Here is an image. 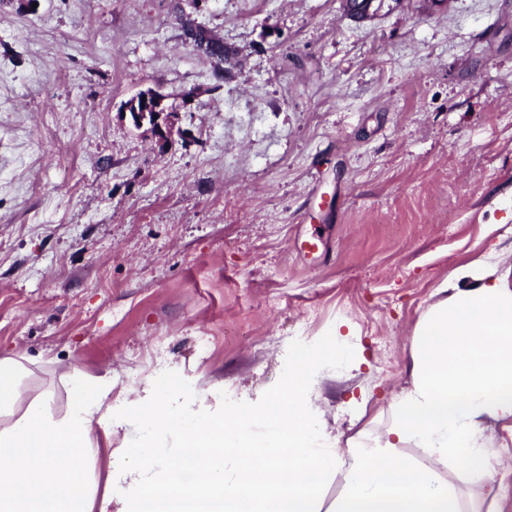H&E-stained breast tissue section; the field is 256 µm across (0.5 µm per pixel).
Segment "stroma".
Instances as JSON below:
<instances>
[{"label": "stroma", "mask_w": 512, "mask_h": 512, "mask_svg": "<svg viewBox=\"0 0 512 512\" xmlns=\"http://www.w3.org/2000/svg\"><path fill=\"white\" fill-rule=\"evenodd\" d=\"M0 0V356L37 382L169 377L274 396L351 326L307 398L338 447L383 429L414 327L458 267L512 264V0ZM236 53L193 49L186 27ZM177 109L161 149L122 106ZM321 239L306 254L304 239ZM512 512V420L489 422Z\"/></svg>", "instance_id": "stroma-1"}]
</instances>
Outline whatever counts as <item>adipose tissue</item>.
I'll return each mask as SVG.
<instances>
[{"label":"adipose tissue","instance_id":"1","mask_svg":"<svg viewBox=\"0 0 512 512\" xmlns=\"http://www.w3.org/2000/svg\"><path fill=\"white\" fill-rule=\"evenodd\" d=\"M456 278L414 329L411 383L390 424L344 449L306 404L321 372L349 353L339 335L298 351L277 396L224 413L187 380L116 399L110 374L65 371L58 416L52 388L27 392L33 360L0 357V512H485L499 455L484 426L512 418V265L497 276L466 266ZM130 425L141 439L113 448ZM457 458L462 487L447 477ZM337 476L342 490L326 500Z\"/></svg>","mask_w":512,"mask_h":512}]
</instances>
